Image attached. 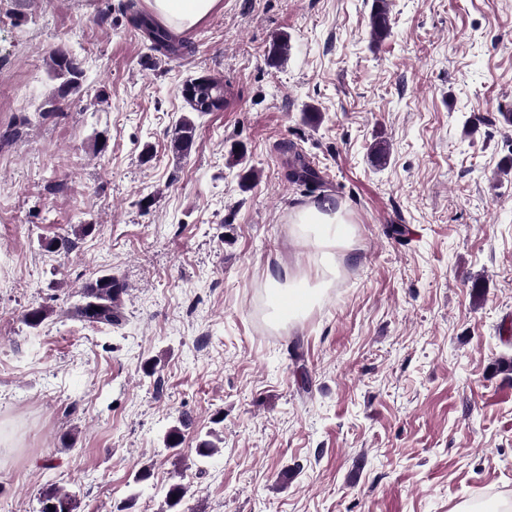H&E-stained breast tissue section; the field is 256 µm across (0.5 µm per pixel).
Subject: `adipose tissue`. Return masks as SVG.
Instances as JSON below:
<instances>
[{"instance_id": "adipose-tissue-1", "label": "adipose tissue", "mask_w": 512, "mask_h": 512, "mask_svg": "<svg viewBox=\"0 0 512 512\" xmlns=\"http://www.w3.org/2000/svg\"><path fill=\"white\" fill-rule=\"evenodd\" d=\"M153 14L167 25L183 29L201 21L216 5L217 0H149ZM312 233L321 254V276L318 286L305 288L294 283L287 272L275 271L268 275V299L277 307L284 300L300 299L303 310H310L317 302L323 284L336 276V253L352 249L355 228L342 208L324 201L297 208L292 217Z\"/></svg>"}]
</instances>
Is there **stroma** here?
<instances>
[{
	"label": "stroma",
	"instance_id": "1",
	"mask_svg": "<svg viewBox=\"0 0 512 512\" xmlns=\"http://www.w3.org/2000/svg\"><path fill=\"white\" fill-rule=\"evenodd\" d=\"M128 1L0 0V512L50 485L75 512H166L175 483L185 512L512 500V0H389L376 44L375 0H220L180 56L146 52ZM202 75L222 111L185 102ZM294 151L320 182L289 180ZM321 198L358 245L275 321L256 297L283 267L315 278L289 216ZM106 274L117 328L74 314ZM386 0H376L370 15V34L372 42L377 43L390 33V16ZM50 61L56 75L66 78L63 86L68 91H77L81 72L76 60L64 51L54 50L50 55Z\"/></svg>",
	"mask_w": 512,
	"mask_h": 512
}]
</instances>
